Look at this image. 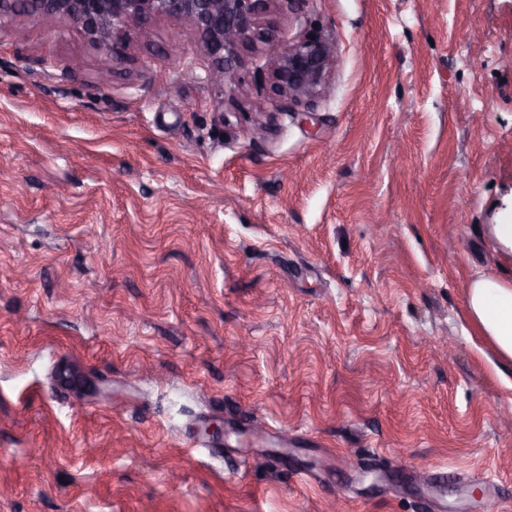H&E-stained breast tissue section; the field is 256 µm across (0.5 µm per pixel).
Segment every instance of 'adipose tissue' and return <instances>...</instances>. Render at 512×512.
I'll use <instances>...</instances> for the list:
<instances>
[{"mask_svg":"<svg viewBox=\"0 0 512 512\" xmlns=\"http://www.w3.org/2000/svg\"><path fill=\"white\" fill-rule=\"evenodd\" d=\"M466 312L479 336L494 347L502 366L512 369V283L478 276L469 284Z\"/></svg>","mask_w":512,"mask_h":512,"instance_id":"obj_1","label":"adipose tissue"}]
</instances>
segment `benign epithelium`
Listing matches in <instances>:
<instances>
[{"label": "benign epithelium", "instance_id": "benign-epithelium-1", "mask_svg": "<svg viewBox=\"0 0 512 512\" xmlns=\"http://www.w3.org/2000/svg\"><path fill=\"white\" fill-rule=\"evenodd\" d=\"M271 0H21L24 13L62 18L83 31L106 55L120 53L134 38L149 40L137 24L149 17L187 22L183 35L203 44L215 63L212 83L222 85L241 62V51L259 37V16ZM272 85L276 95L300 99L323 86L333 61L329 43L304 35L292 44L273 45Z\"/></svg>", "mask_w": 512, "mask_h": 512}]
</instances>
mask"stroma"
<instances>
[{
	"label": "stroma",
	"instance_id": "35a3bbf8",
	"mask_svg": "<svg viewBox=\"0 0 512 512\" xmlns=\"http://www.w3.org/2000/svg\"><path fill=\"white\" fill-rule=\"evenodd\" d=\"M145 25L112 58L0 0V512H498L464 309L512 278V0H275L333 49L296 101Z\"/></svg>",
	"mask_w": 512,
	"mask_h": 512
}]
</instances>
